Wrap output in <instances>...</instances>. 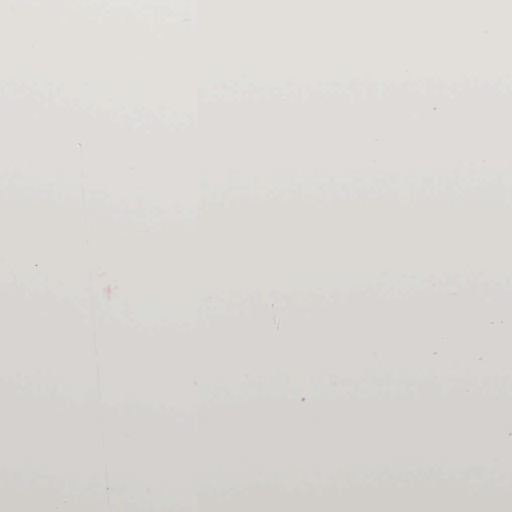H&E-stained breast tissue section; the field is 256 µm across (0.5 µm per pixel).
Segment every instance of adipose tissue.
Instances as JSON below:
<instances>
[{"instance_id":"adipose-tissue-1","label":"adipose tissue","mask_w":512,"mask_h":512,"mask_svg":"<svg viewBox=\"0 0 512 512\" xmlns=\"http://www.w3.org/2000/svg\"><path fill=\"white\" fill-rule=\"evenodd\" d=\"M100 186L101 223L154 224L165 238L117 232L88 248L74 233L68 195L40 180H13L34 154H0V351L38 337V359L0 365V512H512L498 493L501 467L484 449L512 446V413L499 384L512 371L496 355L512 340V238L499 152L322 160L332 177L306 183L282 164L275 186H231L222 169L195 163L82 154ZM358 165L371 180L346 179ZM453 174L439 189L437 172ZM184 191L178 214L132 216L128 190ZM120 273L100 325L114 371L110 403L96 417L43 415L19 397L53 390L78 368L77 305L86 269ZM455 367L454 398L405 401L381 411L336 406V385L368 372L435 378ZM323 377L325 396L310 376ZM292 378L286 408L263 386ZM248 412L211 403L217 387ZM132 403L180 422L193 456L149 445L112 419ZM109 428L111 479L98 481L99 433ZM42 486L21 490L17 463L32 449ZM476 475L485 495L462 494L427 474ZM420 473L397 492L345 486L370 472ZM324 481L309 493L312 474ZM255 486L251 498L235 486Z\"/></svg>"}]
</instances>
